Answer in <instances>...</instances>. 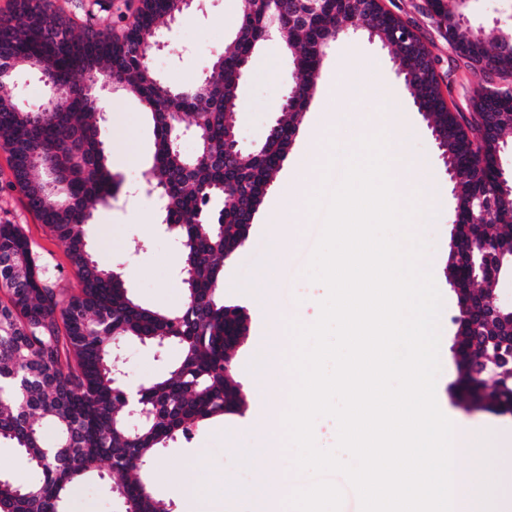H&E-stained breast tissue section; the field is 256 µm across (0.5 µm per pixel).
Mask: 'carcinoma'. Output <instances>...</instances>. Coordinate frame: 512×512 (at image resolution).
<instances>
[{
    "label": "carcinoma",
    "instance_id": "1",
    "mask_svg": "<svg viewBox=\"0 0 512 512\" xmlns=\"http://www.w3.org/2000/svg\"><path fill=\"white\" fill-rule=\"evenodd\" d=\"M288 0L283 38L296 50L302 84L281 112L277 133L258 148L224 150L235 133L239 105L238 58L255 54L270 16L259 8L243 16L236 43L216 55L195 84L197 95L165 82L129 47L159 31L164 20L183 18V0H138L132 20L112 19V3L92 0L80 21L55 0H15L0 20V59L13 70L26 66L49 78L44 101L23 107L0 94V147L11 164V186L48 232L65 245L78 281L71 290L52 287L39 255L17 224H0V444L14 448L33 473L16 484L0 479V512H64L73 487L107 466L111 489L124 512H172L156 498L142 473L158 451L191 436L202 422L241 414L247 406L235 375L238 347L248 336L249 317L221 296L224 259L248 235L271 176L284 161L299 119L313 94L321 44L339 38L347 23L367 17L386 34L404 22L384 0L371 15L362 0H322L306 19L294 17ZM434 15L450 20L456 0H432ZM448 45L483 76L512 83V42L498 36L472 39L453 27ZM407 89L434 124L448 125V163L460 200L455 223L465 244L491 243L512 249V205L487 220L473 206L497 196L499 139L512 133V92L479 96L466 117L450 111L441 90L437 60L425 43L407 63ZM108 79L137 96L151 116L154 163L147 182L162 194L165 223L180 239L184 307L162 313L134 301L121 275L95 260L86 226L115 191L105 146V108L92 87ZM192 130L208 164L191 165L176 141L175 121ZM133 338L146 345H174L178 359L150 381L145 399L150 418L127 423L122 386L112 348ZM56 438L49 445L44 425Z\"/></svg>",
    "mask_w": 512,
    "mask_h": 512
}]
</instances>
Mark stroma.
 I'll use <instances>...</instances> for the list:
<instances>
[{"mask_svg": "<svg viewBox=\"0 0 512 512\" xmlns=\"http://www.w3.org/2000/svg\"><path fill=\"white\" fill-rule=\"evenodd\" d=\"M422 5L423 0H391L392 10L415 27L436 58L449 107L471 112L480 81L470 68L454 60L447 37L437 30ZM241 12V0H203L202 8L172 26L169 45L155 53L152 69L174 85L197 83L216 53L232 43ZM466 14L473 28L512 30V0H469ZM352 70L362 72L364 79L381 83L383 96H351L345 76ZM292 72V59L283 54L279 40L265 41L240 89L235 129L243 146L265 140ZM344 98L350 99L357 112H377L386 107L400 112L409 131L402 142L404 153L423 159L442 188L435 217L418 221L419 234L433 246V270L443 298L437 390L444 413L452 423L490 433L503 457L512 461V417L467 409L454 389L458 378L452 349L457 301L445 277L452 231L448 215L454 207L452 184L429 123L418 112L398 77L387 49L360 30L336 39L327 48L314 94L302 114L287 156L254 217L247 244L224 262V301L244 307L249 315V335L236 355L237 379L247 407L244 413L206 422L195 429L190 439L169 443L155 458L147 472L150 486L157 498L171 503L173 512H254L253 495L265 464L255 461L244 467L238 464L237 457L259 440L258 400L251 387L249 365L254 359L264 357L270 346V314L254 303L257 276L263 269L275 268L278 306L299 307L307 324L318 318L319 302L326 295L322 284L311 282L304 275L321 232V217L310 216L305 210L291 214L290 221L299 228L300 235L284 243L288 259L282 263L270 243L279 227L269 223L267 215L287 196L289 177L298 162L315 148L309 135L315 115L328 111L332 103ZM107 117L106 147L120 188L110 206L95 212L92 224L87 227L93 254L121 273L136 302L154 310L178 311L184 303L181 247L164 222L161 205L147 196L144 180L154 163L153 124L139 100L130 94H111ZM11 179L9 155L0 149V223L7 221L21 226L55 287H76L75 272L65 246L28 210L23 195L11 188ZM122 356L126 381L135 387L161 375L167 363L176 360L178 352L174 347H167L166 358L160 361L150 346L127 339L122 343ZM121 509L119 498L109 493L106 480L95 474L74 487L67 503V512H121Z\"/></svg>", "mask_w": 512, "mask_h": 512, "instance_id": "stroma-1", "label": "stroma"}]
</instances>
